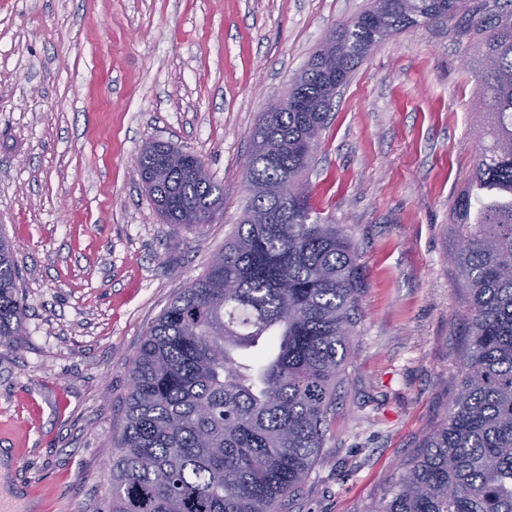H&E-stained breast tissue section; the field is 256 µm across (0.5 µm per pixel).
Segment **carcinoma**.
Listing matches in <instances>:
<instances>
[{"instance_id": "obj_1", "label": "carcinoma", "mask_w": 512, "mask_h": 512, "mask_svg": "<svg viewBox=\"0 0 512 512\" xmlns=\"http://www.w3.org/2000/svg\"><path fill=\"white\" fill-rule=\"evenodd\" d=\"M413 2L380 0L333 30L342 82L386 32L462 16L464 32L482 33L473 111L490 142L451 216L467 329L456 391L375 512H512V0L492 9ZM486 54L497 60L492 71L482 67ZM293 87L253 132L241 224L128 362L102 512H287L323 448L360 281L344 230L314 208L310 190L290 192L332 109L315 59ZM200 163L164 143L139 155L166 223L201 227L223 202V185L197 177ZM18 281L14 245L0 235V347L23 336Z\"/></svg>"}]
</instances>
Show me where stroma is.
Segmentation results:
<instances>
[{"label": "stroma", "mask_w": 512, "mask_h": 512, "mask_svg": "<svg viewBox=\"0 0 512 512\" xmlns=\"http://www.w3.org/2000/svg\"><path fill=\"white\" fill-rule=\"evenodd\" d=\"M371 0H0V227L24 332L0 347L10 512H99L129 359L223 250L267 104ZM453 20L375 46L341 88L308 174L363 281L325 442L293 512H374L445 415L465 325L455 200L483 143L478 35ZM199 155L224 186L208 224L164 223L134 169L145 143Z\"/></svg>", "instance_id": "stroma-1"}]
</instances>
